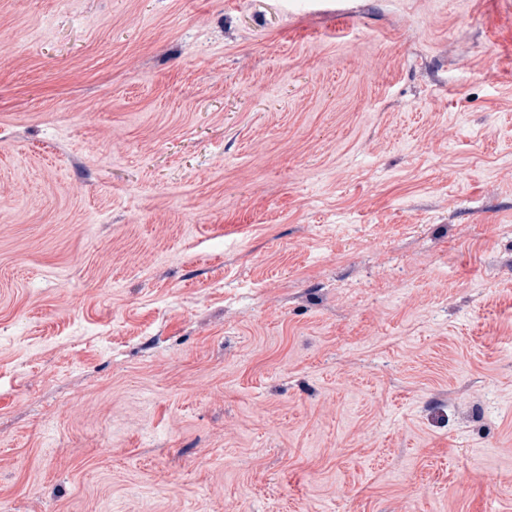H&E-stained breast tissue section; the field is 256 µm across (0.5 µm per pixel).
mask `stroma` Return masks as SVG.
I'll return each mask as SVG.
<instances>
[{
	"mask_svg": "<svg viewBox=\"0 0 512 512\" xmlns=\"http://www.w3.org/2000/svg\"><path fill=\"white\" fill-rule=\"evenodd\" d=\"M0 512H512V0H0Z\"/></svg>",
	"mask_w": 512,
	"mask_h": 512,
	"instance_id": "stroma-1",
	"label": "stroma"
}]
</instances>
